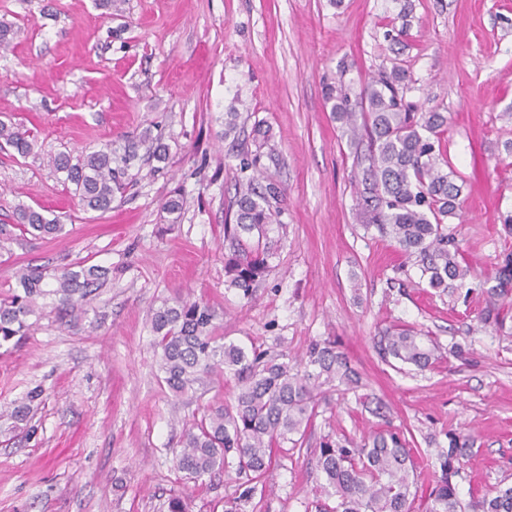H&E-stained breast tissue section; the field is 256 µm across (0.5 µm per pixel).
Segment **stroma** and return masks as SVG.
Returning a JSON list of instances; mask_svg holds the SVG:
<instances>
[{
  "mask_svg": "<svg viewBox=\"0 0 512 512\" xmlns=\"http://www.w3.org/2000/svg\"><path fill=\"white\" fill-rule=\"evenodd\" d=\"M1 21L17 35L0 49V120L35 146L24 158L0 148V293L27 265L110 273L70 322L38 299L29 334L0 353V512H168L173 494L224 512L236 473L194 483L175 468L185 424L234 392L205 377L177 397L161 383L147 317L178 296L209 302L225 340L246 348L294 356L334 340L358 380L330 386L304 451L277 453L245 512H312V449L384 424L413 439L420 493L452 431L474 439L458 463L462 500L512 485V317L501 331L477 318L512 254V0H0ZM394 66L411 78L406 100L447 113L443 144L465 182L447 226L472 276L448 294L358 223L356 149L326 102L328 88L353 100ZM147 130L167 159L144 163L106 214L78 206L49 163ZM244 159L287 190L248 298L228 285L223 241ZM173 197L175 216L163 208ZM22 205L66 234L20 233ZM392 325L431 336L441 362L381 359L374 343ZM22 403L24 419L11 417Z\"/></svg>",
  "mask_w": 512,
  "mask_h": 512,
  "instance_id": "35a3bbf8",
  "label": "stroma"
}]
</instances>
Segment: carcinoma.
Masks as SVG:
<instances>
[{"instance_id": "carcinoma-1", "label": "carcinoma", "mask_w": 512, "mask_h": 512, "mask_svg": "<svg viewBox=\"0 0 512 512\" xmlns=\"http://www.w3.org/2000/svg\"><path fill=\"white\" fill-rule=\"evenodd\" d=\"M407 75L394 66L368 81L359 93L358 109L348 96L327 93L331 110L343 133L354 145L365 146L359 215L367 229L375 228L391 238L407 257L416 259L429 286L448 291L469 275L455 236L445 220L453 215L462 186L456 181L442 148L448 116L419 112L400 91ZM158 139L144 132L125 147L121 156L105 147L72 157L59 153L50 158L57 172L87 212L102 214L112 209L119 177L131 163L144 156L162 159ZM29 155L34 138L29 130L0 120V145ZM285 188L270 178H251L239 186L233 218L224 224V270L229 286L246 297L263 278L271 256L268 233L276 223L272 203L280 201ZM18 229L34 236L57 237L64 230L59 219L22 206L16 213ZM109 269L80 265L60 273L38 266L19 272L20 293L0 299V347L31 328L27 317L35 313L36 300L56 298L59 310L74 315L101 288ZM489 306L480 321L503 325L501 309L512 296V259L489 288ZM209 303L177 299L151 313L154 350L159 356L161 381L175 395L186 393L203 376L235 381L230 404L207 406L201 417L185 430L177 468L185 477L199 481L230 468L247 477L238 496L224 502V512H243L256 483L272 465L273 456L290 443H304L306 433L321 406L329 405L323 386L336 380L355 383L346 357L336 342L312 343L298 356L269 357L257 348L246 351L224 341ZM384 360L394 359L424 371L438 360V346L424 342V334L403 325L391 327L375 342ZM468 438L448 434V453L441 476L428 494L423 512H512V486L473 497L463 505L454 478L455 462L467 449ZM321 479L312 489L315 512H416L418 486L415 453L405 435L386 425L361 442L348 437L326 438L315 449Z\"/></svg>"}]
</instances>
